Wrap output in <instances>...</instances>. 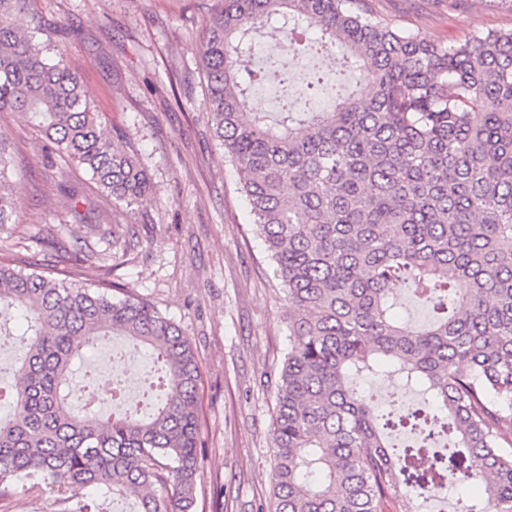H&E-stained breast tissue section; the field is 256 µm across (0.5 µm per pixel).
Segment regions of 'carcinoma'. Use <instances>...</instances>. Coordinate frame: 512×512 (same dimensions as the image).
Returning <instances> with one entry per match:
<instances>
[{"label":"carcinoma","mask_w":512,"mask_h":512,"mask_svg":"<svg viewBox=\"0 0 512 512\" xmlns=\"http://www.w3.org/2000/svg\"><path fill=\"white\" fill-rule=\"evenodd\" d=\"M31 0H0V113L40 131L47 158L84 170L129 209L153 194L133 152L114 145L68 64L64 38ZM281 33L270 70L283 99L254 107L252 46ZM339 56L368 88L316 112L288 97V53ZM202 108L235 167L251 223L288 301V347L272 422L273 512H420L410 486L482 487L458 512H512V28L448 44L396 29L366 0H217L199 44ZM23 177L0 125V229L19 223ZM70 223L93 208L72 187ZM75 264L104 258L86 243ZM102 279L76 285L0 259V312L27 329L9 366L13 413L0 422V500L20 473L64 505L77 487L134 493L137 512H192L201 456L200 370L181 328ZM425 305L421 328L395 315L401 291ZM121 336L157 353L151 413L125 404L117 374L100 392L121 414L70 403L71 362ZM419 388H360L380 369Z\"/></svg>","instance_id":"cac0c4a2"}]
</instances>
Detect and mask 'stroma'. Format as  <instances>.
<instances>
[{
  "mask_svg": "<svg viewBox=\"0 0 512 512\" xmlns=\"http://www.w3.org/2000/svg\"><path fill=\"white\" fill-rule=\"evenodd\" d=\"M215 0H34V8L73 29L68 62L117 146H134L155 192L131 211L98 195L88 175L70 178L92 195L100 221L68 223V199L43 141L18 114L13 130L25 168L15 186L23 208L8 235L16 256L60 257L57 243L87 240L111 253L134 226L138 244L116 274L179 324L201 371L203 455L194 512H265L272 492L274 384L287 346L288 306L233 165L202 108L199 31ZM394 27L456 42L473 32L511 28L512 10L485 0H369ZM0 512H59L57 496L25 480Z\"/></svg>",
  "mask_w": 512,
  "mask_h": 512,
  "instance_id": "35a3bbf8",
  "label": "stroma"
}]
</instances>
